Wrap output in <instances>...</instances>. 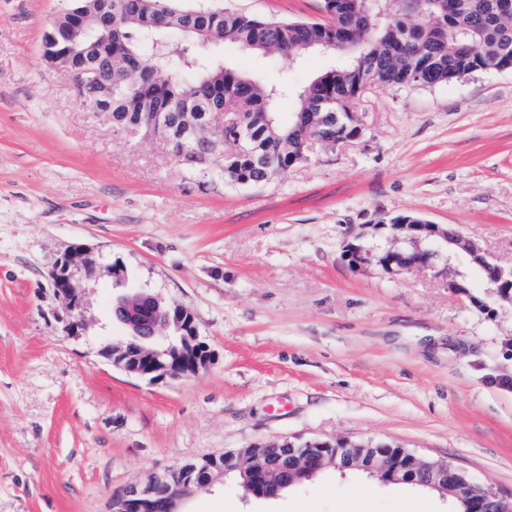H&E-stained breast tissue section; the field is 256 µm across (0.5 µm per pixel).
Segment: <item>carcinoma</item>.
<instances>
[{
  "instance_id": "obj_1",
  "label": "carcinoma",
  "mask_w": 512,
  "mask_h": 512,
  "mask_svg": "<svg viewBox=\"0 0 512 512\" xmlns=\"http://www.w3.org/2000/svg\"><path fill=\"white\" fill-rule=\"evenodd\" d=\"M112 0L106 23L93 21L69 43L62 62L93 53L100 79L112 85V127L162 141L173 158L196 154L195 170L235 186L263 185L307 159V137L334 146L356 138L348 114L369 87H432L492 66L512 70V9L500 0H333L329 21H275L224 11L221 25L190 30L180 0L136 11ZM178 34L174 41L170 35ZM235 44L291 63L309 51L335 58L297 90L288 79L266 82L196 42ZM293 97L296 110L276 119L274 106ZM157 97L170 101L163 122L147 126ZM209 98L228 113L187 110Z\"/></svg>"
}]
</instances>
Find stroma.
<instances>
[{
  "label": "stroma",
  "instance_id": "1",
  "mask_svg": "<svg viewBox=\"0 0 512 512\" xmlns=\"http://www.w3.org/2000/svg\"><path fill=\"white\" fill-rule=\"evenodd\" d=\"M268 20L323 22L322 0H220ZM70 0H0V512H112L128 483L176 462L286 438L386 441L512 493V303L477 275L486 316L432 266H349L347 244L390 248L379 221L415 214L512 267V71L370 88L362 134L310 145L261 186L176 163L78 98L42 38ZM226 64L306 85L327 67L226 44ZM84 327L50 271L75 250ZM191 313L214 353L195 376L112 367L110 306L132 290ZM370 491L356 494L362 485ZM180 512H453L406 484L327 474L275 499L226 479Z\"/></svg>",
  "mask_w": 512,
  "mask_h": 512
}]
</instances>
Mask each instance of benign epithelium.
<instances>
[{"mask_svg":"<svg viewBox=\"0 0 512 512\" xmlns=\"http://www.w3.org/2000/svg\"><path fill=\"white\" fill-rule=\"evenodd\" d=\"M90 17L81 8L67 9L58 15L44 33L45 59L58 64V53L71 42L76 33L84 29ZM81 83L98 85L97 102L92 108L112 116V94L109 86L100 84L97 68L92 61L75 64ZM393 237L412 241L418 259L411 265H388L383 271L396 275L413 268L428 265L432 258L445 250L450 255L462 254L469 264L481 268L493 267L497 271L495 292L503 302H512V268L505 269L493 262L490 256L470 237L458 232H448L439 224L418 220L414 224H392ZM55 292L68 301L77 319L69 322L72 334L82 328L84 291L68 261L55 265L51 272ZM448 288L464 295L479 310L491 313L492 309L477 301L468 292V280L456 273L448 280ZM113 313L121 315L120 325L126 328L131 339L115 345H105L99 350L101 357L112 366L140 378L155 381L161 378H179L194 375L207 368L211 355L199 341L192 316L180 306L164 303L160 298L134 292L119 298L111 305ZM177 333L178 343L169 341L164 331ZM372 440H355L340 437L329 440L285 439L279 443L254 444L245 449L229 450L211 457L187 459L163 470L152 473L147 479L132 482L113 497L114 512H178L176 506L200 489L211 486L223 477L224 466L249 468L264 477L263 490L268 498L296 480L314 476L328 465L338 468L364 466L378 471L385 482L403 481L402 472L410 471L409 482L421 487L448 491H464L467 504H476L477 512H512V494L475 482L465 471L443 460L424 459L416 452Z\"/></svg>","mask_w":512,"mask_h":512,"instance_id":"7a95c632","label":"benign epithelium"}]
</instances>
